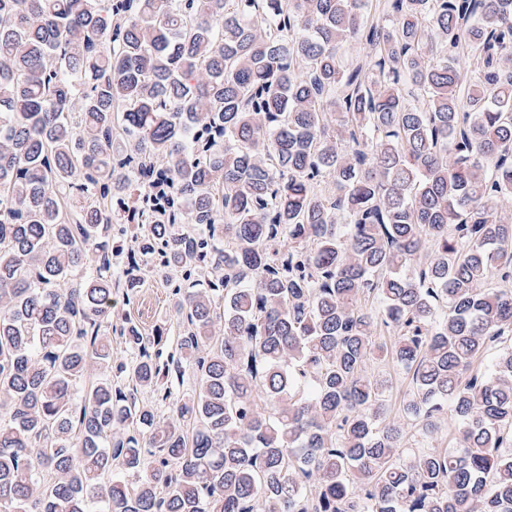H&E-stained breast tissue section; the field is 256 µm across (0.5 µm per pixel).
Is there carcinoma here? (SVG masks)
Returning <instances> with one entry per match:
<instances>
[{
  "instance_id": "1",
  "label": "carcinoma",
  "mask_w": 512,
  "mask_h": 512,
  "mask_svg": "<svg viewBox=\"0 0 512 512\" xmlns=\"http://www.w3.org/2000/svg\"><path fill=\"white\" fill-rule=\"evenodd\" d=\"M511 62L512 0H0V512H512ZM143 333H152L155 325H158L167 315L165 288H162L161 280H150L145 288H141L136 306L132 310Z\"/></svg>"
}]
</instances>
